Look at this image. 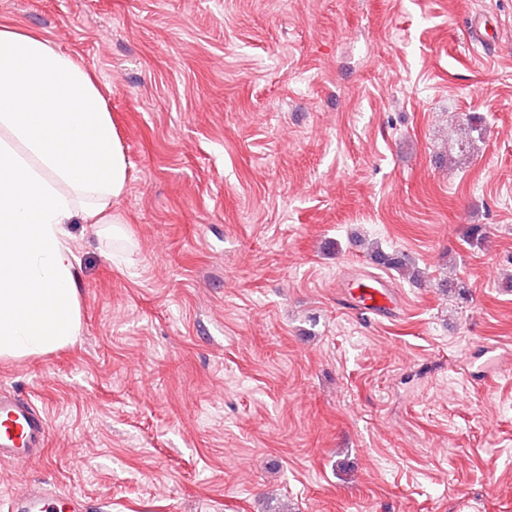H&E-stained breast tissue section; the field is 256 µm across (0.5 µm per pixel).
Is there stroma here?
Returning a JSON list of instances; mask_svg holds the SVG:
<instances>
[{
	"label": "stroma",
	"instance_id": "stroma-1",
	"mask_svg": "<svg viewBox=\"0 0 512 512\" xmlns=\"http://www.w3.org/2000/svg\"><path fill=\"white\" fill-rule=\"evenodd\" d=\"M0 25L99 81L130 239L71 225L78 338L0 359L51 425L0 501L512 512V367L482 373L512 353V0H0ZM362 275L396 313L358 308ZM374 261L388 269L395 270L402 275H407L409 278L418 279L421 276V271L416 269L409 258L403 254L396 252H386L382 249L376 248L372 252ZM84 508L81 500L72 493L57 487H29L18 492L12 499L8 511L12 512H80Z\"/></svg>",
	"mask_w": 512,
	"mask_h": 512
}]
</instances>
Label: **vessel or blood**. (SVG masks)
Returning <instances> with one entry per match:
<instances>
[{
	"instance_id": "b4317fda",
	"label": "vessel or blood",
	"mask_w": 512,
	"mask_h": 512,
	"mask_svg": "<svg viewBox=\"0 0 512 512\" xmlns=\"http://www.w3.org/2000/svg\"><path fill=\"white\" fill-rule=\"evenodd\" d=\"M351 295L364 310H393L398 298L379 278L357 280L349 285ZM50 439V423L30 399L0 388V460L23 463L39 456ZM84 505L69 491L57 487H30L18 492L10 512H82Z\"/></svg>"
}]
</instances>
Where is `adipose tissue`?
<instances>
[{
  "instance_id": "ef3b65f1",
  "label": "adipose tissue",
  "mask_w": 512,
  "mask_h": 512,
  "mask_svg": "<svg viewBox=\"0 0 512 512\" xmlns=\"http://www.w3.org/2000/svg\"><path fill=\"white\" fill-rule=\"evenodd\" d=\"M128 161L87 68L42 35L0 26V357L80 332L70 224L121 231Z\"/></svg>"
}]
</instances>
